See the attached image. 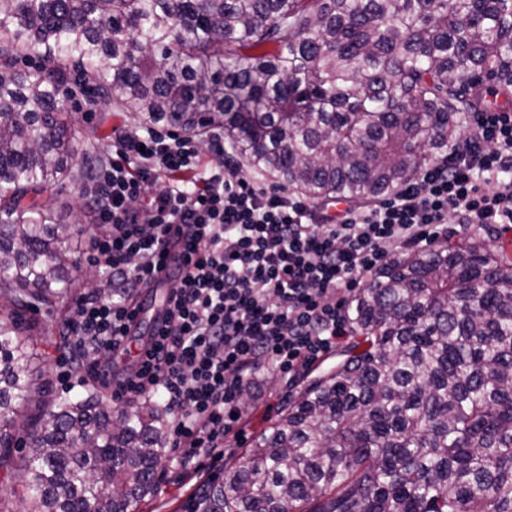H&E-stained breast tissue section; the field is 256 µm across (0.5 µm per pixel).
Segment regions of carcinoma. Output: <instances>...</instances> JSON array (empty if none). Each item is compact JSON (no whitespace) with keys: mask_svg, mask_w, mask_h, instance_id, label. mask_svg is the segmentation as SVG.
<instances>
[{"mask_svg":"<svg viewBox=\"0 0 512 512\" xmlns=\"http://www.w3.org/2000/svg\"><path fill=\"white\" fill-rule=\"evenodd\" d=\"M99 99L187 134L222 129L250 171L315 204H366L455 141L458 114L512 93V0H0V468L22 512H131L168 434L145 397L112 422L53 402L10 455L44 384L22 312L75 265L82 176L68 109ZM350 340L190 512H512V256L448 236L379 269L348 304ZM83 185L81 179H78L76 181L67 179L64 183L65 190H63L62 194L57 197H52L50 200V203H54L55 205L59 206L62 203H68L72 208V215H79L81 217L80 224H73L76 226H87L89 224H93L94 221H91L93 223H90L89 218H86L84 216L83 212V199L78 195V190Z\"/></svg>","mask_w":512,"mask_h":512,"instance_id":"cac0c4a2","label":"carcinoma"}]
</instances>
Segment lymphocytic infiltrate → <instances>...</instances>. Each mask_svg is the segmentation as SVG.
Returning a JSON list of instances; mask_svg holds the SVG:
<instances>
[{
  "label": "lymphocytic infiltrate",
  "instance_id": "1",
  "mask_svg": "<svg viewBox=\"0 0 512 512\" xmlns=\"http://www.w3.org/2000/svg\"><path fill=\"white\" fill-rule=\"evenodd\" d=\"M460 143L392 197L328 214L244 173L224 133L207 140L125 129L111 163L91 168L86 206L102 224L88 249L109 294L80 297L65 323L59 376L87 370L103 387L158 396L182 466L222 457L255 379L296 378L349 335L352 291L394 257L445 236L449 221L512 224V110L471 113ZM192 256L167 300L168 325L145 359L113 380L100 361L126 343L131 304L157 272L170 225Z\"/></svg>",
  "mask_w": 512,
  "mask_h": 512
}]
</instances>
